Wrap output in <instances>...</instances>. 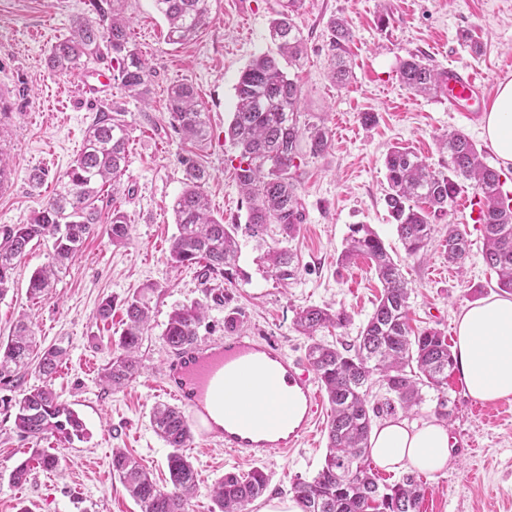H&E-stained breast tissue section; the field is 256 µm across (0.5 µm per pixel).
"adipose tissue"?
Wrapping results in <instances>:
<instances>
[{"label": "adipose tissue", "mask_w": 512, "mask_h": 512, "mask_svg": "<svg viewBox=\"0 0 512 512\" xmlns=\"http://www.w3.org/2000/svg\"><path fill=\"white\" fill-rule=\"evenodd\" d=\"M484 130L496 153L512 162V81L500 85ZM457 367L467 393L484 403L512 397V299L487 298L464 307L457 316ZM372 455L391 470L412 466L436 472L450 458L447 426L404 419L380 424L372 437Z\"/></svg>", "instance_id": "1"}]
</instances>
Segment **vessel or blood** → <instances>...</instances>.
<instances>
[{
	"instance_id": "1",
	"label": "vessel or blood",
	"mask_w": 512,
	"mask_h": 512,
	"mask_svg": "<svg viewBox=\"0 0 512 512\" xmlns=\"http://www.w3.org/2000/svg\"><path fill=\"white\" fill-rule=\"evenodd\" d=\"M441 91L452 111L477 116L488 108L484 82L466 67L445 69ZM164 376L199 439L219 437L255 461L294 448L319 417L310 366L266 339L218 337L172 351Z\"/></svg>"
}]
</instances>
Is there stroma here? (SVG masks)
Here are the masks:
<instances>
[{"instance_id":"obj_1","label":"stroma","mask_w":512,"mask_h":512,"mask_svg":"<svg viewBox=\"0 0 512 512\" xmlns=\"http://www.w3.org/2000/svg\"><path fill=\"white\" fill-rule=\"evenodd\" d=\"M129 20L131 42L152 67L149 103L125 94L119 83L97 93L84 87V71L49 72L45 64L51 44L68 36L75 16H93L90 0H0V94L12 107L0 120V150L13 175L10 190L0 192V226L22 224L53 195L58 178L80 153L87 126L99 111L123 110L130 128L126 170L114 193L104 194L102 212L120 207L132 226L126 241L112 243L106 233L86 241L81 253L61 274L50 296L30 298L31 273L51 260L50 243L31 244L19 260L15 283L0 298V341L12 333L17 319L29 315L41 345L59 344L68 355L51 379L53 389L83 419L89 438L66 444L55 438L24 440L13 429L8 399L42 383L29 371L18 387L0 388V512H140L112 471V451L132 454L164 484L168 447L154 433L150 413L170 403L163 394L164 362L169 348L161 338L173 308L201 303L206 318L199 339L227 336V314H235L237 333L267 336L288 355L305 357L308 340L293 325L305 306H333L347 311L350 324L323 329L328 342L346 344L366 323L382 285L363 259L348 264L338 257L349 227L368 224L398 260L412 289L410 307L418 325L440 329L456 343L455 319L466 305L494 296V277L482 254L483 227L466 224L471 242L463 266L449 264L439 244L406 256L391 223L384 195V158L396 143L413 147L438 162L435 138L451 128L463 130L500 173L512 165L490 152L482 123L448 109L441 94L421 96L400 81L399 66L415 54L436 69L454 63L484 79L489 96L512 81V0H301L294 21L306 51L289 73L302 88L300 119L324 125L331 149L314 156L302 151L291 174L305 209L296 237L284 240L276 225L264 239L243 231L248 201L229 159L235 149L224 129L235 107V85L241 71L257 56H278L270 25L280 0H214L210 22L192 39L168 43L166 23L153 0H121ZM347 20L351 77L338 85L328 76V23ZM386 26H379V18ZM176 83L192 84L210 120L208 141L191 145L174 131L166 109L167 91ZM371 112L372 125L360 116ZM193 156L209 179L205 186L216 218L239 225L240 258L231 279L201 283L198 266L174 267L167 261L177 233L172 203L183 188L181 159ZM41 172V183L30 182ZM285 248L299 269L289 282L271 272L266 253ZM149 283L159 289L151 299V330L141 350L140 375L120 388L101 384L123 330L122 301ZM115 305L109 319L97 307L103 298ZM453 400L447 426L454 450L439 472H419L427 490L420 512H512V399L486 405L477 413L459 374L448 379ZM329 408H322L312 434L288 453H274L262 466L270 476L264 499L288 498L297 480L312 479L327 452ZM58 456L55 470L35 469L14 484L9 473L30 456L34 446ZM198 473V486L187 512H210L211 490L224 473H244L254 462L224 450L213 441L191 439L185 450ZM264 499L250 512H259Z\"/></svg>"}]
</instances>
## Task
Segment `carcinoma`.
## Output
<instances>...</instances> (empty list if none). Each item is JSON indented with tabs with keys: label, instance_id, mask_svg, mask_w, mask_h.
<instances>
[{
	"label": "carcinoma",
	"instance_id": "1",
	"mask_svg": "<svg viewBox=\"0 0 512 512\" xmlns=\"http://www.w3.org/2000/svg\"><path fill=\"white\" fill-rule=\"evenodd\" d=\"M116 2L92 0L99 20L76 17L70 35L49 49L47 66L54 73H68L110 54L125 91L145 102L151 93V67L131 44L127 21ZM154 2L166 20V38L171 44L192 39L209 22L212 12V0ZM298 5L299 0H282L270 30L290 63L301 58L304 48L303 36L292 19ZM328 29L332 78L342 84L348 78L346 42L351 31L344 19L336 17L329 21ZM399 74L404 85L417 94L428 95L440 88L441 72L416 54L401 62ZM235 91V112L224 137L238 151V164L233 169L250 203L246 230L259 238L266 225L277 224L283 238H293L305 214L289 170L301 144L318 155L331 149L332 139L323 126L300 125L301 88L273 57L253 59L239 77ZM168 111L172 128L185 140L200 143L209 138V116L194 86H172ZM129 139L125 121L110 112L97 113L86 130L82 151L58 179L54 195L26 223L0 227V298L10 289L16 261L31 242L52 245L51 263L33 271L29 279L30 293L40 297L48 294L85 241L98 233L101 221L97 202L106 184L117 182L123 175ZM437 148L444 156L437 165L408 146L390 148L384 159V202L406 254L415 256L429 246L436 232L434 220L450 214L455 195L470 187L479 197L483 214V259L497 275V288L512 293V208L503 207L499 171L488 165L487 152L477 148L461 130L441 136ZM181 164L184 187L172 205L178 234L171 242L167 261L176 266H202L205 284L218 277L230 278L239 260V225L226 224L209 210L204 191L207 170L190 156L183 157ZM129 227L126 213L112 207L106 222L112 243L123 242ZM441 247L452 265L462 264L470 252L466 232L451 222L442 235ZM358 256L371 263L383 293L353 343L339 348L316 336L321 328L346 327L350 316L344 309L309 306L296 312L294 325L309 340L306 357L331 413L321 468L312 479L295 482L291 492L301 512H419L425 489L415 475L406 474L392 485H381L371 466L370 441L378 407L371 404L370 380L379 376L390 395L387 405L396 403L405 411L422 402V388L434 390L435 413L446 420L451 403L448 376L455 371L453 352L440 330L412 328L409 282L368 224L350 225L340 261ZM268 259L279 280L295 278L298 266L292 253L272 249ZM158 289L157 284L149 283L124 299L125 328L101 375L105 383L120 387L141 373L137 353L150 327L149 295ZM204 318L205 307L198 302L174 308L162 331L163 341L170 348L194 342ZM36 347L31 323L19 320L14 334L7 342H0L1 386L14 383L27 372ZM66 355L67 349L61 345H50L37 353L44 384L23 390L13 403V425L20 438L41 439L49 434L67 442L85 438L83 420L49 383ZM151 424L171 448L167 456L170 487H158L138 461L122 450L113 451L112 470L141 512H186L198 483V472L183 453L191 441V429L183 411L169 405L153 408ZM57 462L55 454L35 448L33 456L13 468L10 480L14 484L27 481L33 463L52 469ZM268 485L269 477L259 467L242 475L227 473L213 487L211 512H247Z\"/></svg>",
	"mask_w": 512,
	"mask_h": 512
}]
</instances>
